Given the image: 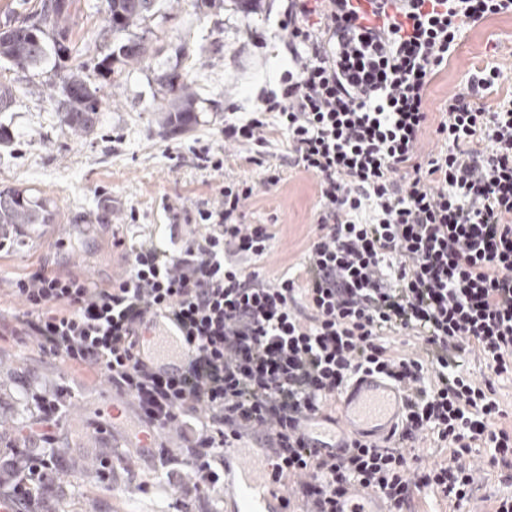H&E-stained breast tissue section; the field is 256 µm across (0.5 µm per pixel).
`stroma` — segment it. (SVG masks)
Instances as JSON below:
<instances>
[{
  "mask_svg": "<svg viewBox=\"0 0 512 512\" xmlns=\"http://www.w3.org/2000/svg\"><path fill=\"white\" fill-rule=\"evenodd\" d=\"M105 8V0H76L72 52L65 61L66 66L82 67L101 88V118L92 134L75 139L61 127L58 102L51 95L55 57L24 73L0 67V81L18 89L17 103L4 119L11 140L0 146V189L39 190L61 213L41 237L22 247L0 249L4 320L20 308L10 293L12 279L45 266L109 283L126 268L114 240L168 242L163 197L192 209L209 200L224 180L261 177L260 167L245 164L239 148L225 144L222 129L225 113L256 110L260 89L276 88L288 67L278 40L282 0H259L247 13L230 0L165 2L132 30L151 43L150 61L101 77L95 65L108 51L99 36ZM188 52L195 54L194 63L186 62ZM185 64L198 123L190 132L173 135L166 126L169 97L158 77ZM473 65L512 72V16L493 19L465 38L457 57L431 86L430 110H438L463 84ZM203 145L225 155L223 170L193 164L192 148ZM316 204L314 179L289 168L277 186L259 189L250 202L247 223L272 225L275 233L262 264L268 275L298 270L314 229ZM1 376L7 390L0 395V432L10 429L25 407L35 406L37 396H63L56 432L69 485L58 501L60 512H224L223 493L175 496L150 462L119 471L109 486L101 483L98 469L78 470V463L108 452L126 456L132 436L128 425L113 423L112 408L120 398L94 372L45 357L32 343L0 336ZM70 389L75 392L71 398L66 395ZM96 422L106 424L105 433L93 432ZM477 453L486 466L469 504L476 512H493L501 499L512 495V480H504L500 468L491 466L492 448L481 447Z\"/></svg>",
  "mask_w": 512,
  "mask_h": 512,
  "instance_id": "1",
  "label": "stroma"
}]
</instances>
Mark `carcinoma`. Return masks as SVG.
<instances>
[{"label": "carcinoma", "instance_id": "obj_1", "mask_svg": "<svg viewBox=\"0 0 512 512\" xmlns=\"http://www.w3.org/2000/svg\"><path fill=\"white\" fill-rule=\"evenodd\" d=\"M75 0H41L39 8L14 23L0 26V61L29 72L38 69L46 57L47 46L55 54H70L72 5ZM161 0H107V18L103 34L112 36V50L97 62V71L105 77L112 64L143 63L149 57L146 38L131 39L126 33L155 15ZM161 85L172 97L173 109L166 123L175 130L186 131L196 120L195 95L186 75L173 68L161 79ZM100 89L90 78L76 70L61 77L59 112L65 130L75 136L92 133L99 124ZM56 203L30 188L0 190V246H21L31 233L48 224L58 223Z\"/></svg>", "mask_w": 512, "mask_h": 512}]
</instances>
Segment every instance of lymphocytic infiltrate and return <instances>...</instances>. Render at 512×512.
<instances>
[{"mask_svg":"<svg viewBox=\"0 0 512 512\" xmlns=\"http://www.w3.org/2000/svg\"><path fill=\"white\" fill-rule=\"evenodd\" d=\"M509 13L512 0H284L278 89L261 91L249 117L224 119L225 142L262 167L260 182L229 180L192 210L162 199L168 244L131 246L108 284L44 266L13 279L20 309L5 334L100 374L147 432L178 431L168 478L179 494L223 485L225 448L255 426L273 432L270 485L287 488L289 512H337L355 489L395 512L428 488L464 501L482 470L470 458L478 442L511 480L512 432L492 424L491 380L448 371L449 355L476 351L493 376L512 373V96L485 103L505 72L469 70L428 126L430 85L463 37ZM280 133L319 200L298 273L271 277L256 262L274 235L245 223L244 209L281 180L263 163ZM162 319L183 336L177 375L142 357ZM407 331L421 357L382 341ZM362 371L406 396L396 445L309 447L298 417L324 414ZM60 410L52 403L23 439L28 472L5 494L13 505L32 504L59 469L60 454L41 447ZM431 439L451 453L426 466L418 449Z\"/></svg>","mask_w":512,"mask_h":512,"instance_id":"f902f5d3","label":"lymphocytic infiltrate"}]
</instances>
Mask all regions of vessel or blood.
<instances>
[{"mask_svg":"<svg viewBox=\"0 0 512 512\" xmlns=\"http://www.w3.org/2000/svg\"><path fill=\"white\" fill-rule=\"evenodd\" d=\"M179 340V330L167 323L164 335L154 337L146 354L162 371L175 373L183 361L172 352ZM341 409L336 418L318 416L304 423L311 447L326 450L345 446L347 434L379 444H391L404 411L400 388L379 375L365 372L356 377L340 395ZM271 431L257 428L250 444H235L224 451V498L227 512H285L284 494L273 493L269 486L275 450L270 443ZM343 512H391L380 498L370 495L364 500L342 501Z\"/></svg>","mask_w":512,"mask_h":512,"instance_id":"vessel-or-blood-1","label":"vessel or blood"}]
</instances>
